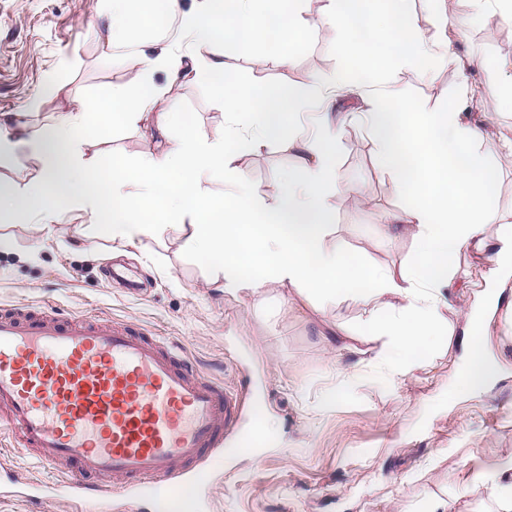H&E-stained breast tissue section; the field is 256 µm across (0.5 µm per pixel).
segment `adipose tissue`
I'll return each instance as SVG.
<instances>
[{
  "label": "adipose tissue",
  "instance_id": "adipose-tissue-1",
  "mask_svg": "<svg viewBox=\"0 0 512 512\" xmlns=\"http://www.w3.org/2000/svg\"><path fill=\"white\" fill-rule=\"evenodd\" d=\"M110 0L107 44L115 47L157 25V7L178 16L192 43L186 59L167 51L138 58L133 81L112 84L90 102L78 101L46 125L19 118L0 119V156L34 157L39 174L31 181L0 187V211L50 232L58 210L73 204L108 220L113 239L134 244L165 233L184 239L209 262L214 283L234 294H254L268 281L299 286L303 300L356 301L386 298L383 319L372 329L380 340V363L391 378L406 375L445 342L448 298L456 261L470 244L497 241L512 256V214L494 204L495 184L477 150L483 137L468 114L470 99L481 97L489 111L512 108V79L482 87L469 78L482 61L472 56L457 64L458 95L442 111L422 112L389 85L376 89L364 119L382 168L410 200L400 213L386 214L380 233L412 234L418 256L410 267L393 271L350 262L341 246L327 245L332 221L329 185L336 182L334 146L340 119L335 95L352 93L398 59L427 61L450 45L427 42L417 32L411 0H321L320 20L340 30L342 51L355 65L336 72L332 98L323 101L313 135L297 134L293 119L307 92L294 85L241 84L226 62L228 45H276L281 67L293 60L309 20L306 0ZM208 84L224 96L228 119L211 135L180 125L172 107L162 104L153 74ZM152 126L167 146L146 152L134 165L110 156L105 165L85 160L75 134L95 127L100 136L120 127ZM282 141L297 164L283 177L278 198L266 204L241 173L239 154ZM223 177V199L206 195L204 180ZM466 356L449 398L484 391L495 369L482 336L465 342Z\"/></svg>",
  "mask_w": 512,
  "mask_h": 512
}]
</instances>
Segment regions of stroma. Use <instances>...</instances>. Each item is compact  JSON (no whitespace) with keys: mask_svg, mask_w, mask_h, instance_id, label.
<instances>
[{"mask_svg":"<svg viewBox=\"0 0 512 512\" xmlns=\"http://www.w3.org/2000/svg\"><path fill=\"white\" fill-rule=\"evenodd\" d=\"M319 0L307 4L310 23L288 67L254 64L253 48L232 45L226 60L243 84L280 83L310 87L352 61L334 45L319 19ZM419 32L451 42L459 57L481 56L471 81L489 84L512 75V19L493 16L449 37L445 20L413 0ZM105 0H0V113L47 124L72 100H89L137 68L130 52L184 49L181 36L131 38L130 51L105 45ZM424 112L440 111L458 92L453 66L393 63L387 74ZM186 124L213 133L227 119L222 100L208 85L170 82L155 75ZM359 98H337L349 113L336 134V182L331 196L334 226L329 243L340 244L350 261L398 270L413 264L412 235L386 238L378 226L406 199L386 173L364 123L352 115ZM480 148L495 173V202L512 212V155L501 151L512 137V110L485 114ZM78 140L86 157L108 155L136 162L154 149L151 138L130 126L101 142L94 128ZM296 159L278 142L242 155L238 166L257 192L274 202L281 178ZM0 235L12 249L0 252V310L50 305L62 317L112 319L151 330L183 348L191 361L246 404H259L269 425L254 453L217 458L204 482L209 512H427L439 500L446 512H498L500 479L494 467L512 463V262L495 243L470 245L458 259L448 308L451 340L405 377L389 381L373 366L381 344L369 323L383 303L339 299L312 306L296 286L268 282L259 295H232L213 285V270L172 235L126 245L103 233L89 212L64 210L52 236L33 222L0 214ZM136 282L131 293L114 281ZM481 314L486 355L495 367L487 390L449 401L458 377L465 313ZM340 328V343L326 341Z\"/></svg>","mask_w":512,"mask_h":512,"instance_id":"35a3bbf8","label":"stroma"}]
</instances>
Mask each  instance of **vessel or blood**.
<instances>
[{
	"label": "vessel or blood",
	"instance_id": "obj_1",
	"mask_svg": "<svg viewBox=\"0 0 512 512\" xmlns=\"http://www.w3.org/2000/svg\"><path fill=\"white\" fill-rule=\"evenodd\" d=\"M238 397L174 343L110 320H63L49 308L0 313V427L53 483L17 478L0 495L62 492L75 512L118 495L149 512H204L196 474L235 438ZM111 483H104V476Z\"/></svg>",
	"mask_w": 512,
	"mask_h": 512
}]
</instances>
